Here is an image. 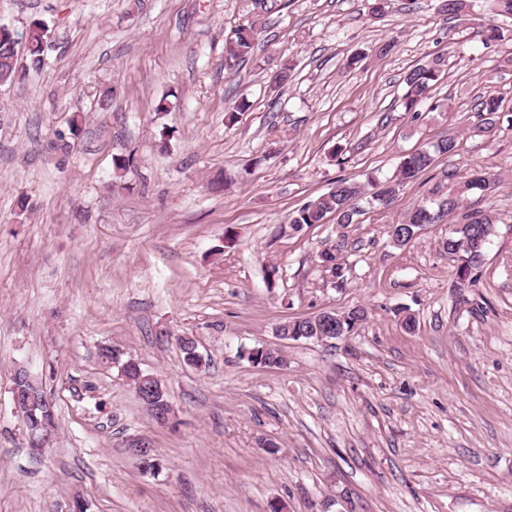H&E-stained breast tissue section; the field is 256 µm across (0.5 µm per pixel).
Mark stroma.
I'll return each instance as SVG.
<instances>
[{"label": "stroma", "instance_id": "35a3bbf8", "mask_svg": "<svg viewBox=\"0 0 512 512\" xmlns=\"http://www.w3.org/2000/svg\"><path fill=\"white\" fill-rule=\"evenodd\" d=\"M254 20L228 70L227 39ZM35 21L42 64L0 87V512L79 495L89 512H512V19L487 0L459 17L392 0L380 18L368 0H0L19 52ZM489 24L503 40L484 42ZM436 60L447 111L404 112L405 75ZM479 97L502 101L494 134L476 129ZM448 135L453 156L359 201L354 223L291 227L336 180L394 179ZM478 170L496 185L393 245L392 225ZM472 210L497 231L462 291L444 244ZM338 243L340 279L320 260ZM355 307L352 335L275 334ZM181 336L205 369L184 365ZM104 344L162 380L174 424L101 363ZM277 345L285 365L247 357ZM21 365L54 402L41 450L12 399ZM133 438L161 470L126 453ZM257 20L247 25H241L234 30L233 36L227 41L226 66L231 68L244 61L251 55L255 41L261 27H257Z\"/></svg>", "mask_w": 512, "mask_h": 512}]
</instances>
